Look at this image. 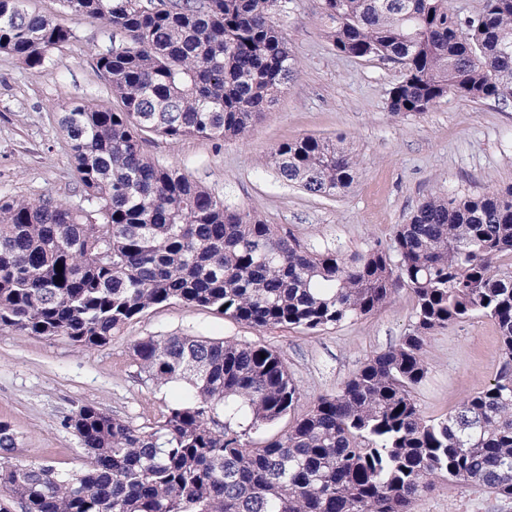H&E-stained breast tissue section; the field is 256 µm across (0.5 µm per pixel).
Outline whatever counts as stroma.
<instances>
[{"label":"stroma","instance_id":"obj_1","mask_svg":"<svg viewBox=\"0 0 512 512\" xmlns=\"http://www.w3.org/2000/svg\"><path fill=\"white\" fill-rule=\"evenodd\" d=\"M28 8L76 34L35 74L0 52V199L80 194L66 137L65 107L115 103L95 68L98 52L120 36L93 18L76 17L59 0H28ZM322 0H288L274 21L288 40L296 70L270 109L246 135L222 140L153 136L145 153L220 196L225 206L260 216L304 246L349 256L367 243L391 244L401 224L433 194L471 195L512 185V100L472 101L454 95L430 110L394 113L388 92L401 67L379 58L336 52L322 17ZM305 136L352 148L357 177L346 192L315 196L284 182L270 163L282 142ZM407 287L370 315L317 332L256 328L207 309L179 303L148 310L101 347L83 349L0 327V420L19 436L18 457L77 471L87 454L67 417L92 403L136 425L158 419L174 385L148 380L132 355L148 336L186 334L237 340L276 350L300 391L296 414L335 393L376 352L398 344L413 323ZM428 374L414 396L425 416L453 412L466 395L500 371L503 359L494 322L473 318L437 330L427 341ZM412 512H512V498L462 481H440Z\"/></svg>","mask_w":512,"mask_h":512}]
</instances>
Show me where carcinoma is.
Wrapping results in <instances>:
<instances>
[{
	"mask_svg": "<svg viewBox=\"0 0 512 512\" xmlns=\"http://www.w3.org/2000/svg\"><path fill=\"white\" fill-rule=\"evenodd\" d=\"M60 2L122 35L96 55L121 108L84 102L61 115L78 201H0V327L92 349L149 308L179 302L258 328L318 331L379 310L398 284L414 295V322L285 433L259 442L250 434L299 400L277 351L141 339L133 353L147 377L184 384L174 403L146 426L80 407L65 425L86 467L1 461L0 498L22 512H410L442 478L512 498V187L432 195L390 246L350 258L309 250L143 152L150 134L251 130L295 71L273 21L279 0ZM322 15L342 55L402 66L392 112H426L450 94L512 99V0H485L464 20L449 0H323ZM74 38L26 0H0V51L32 72ZM272 162L315 195L334 196L357 174L351 151L313 136L279 144ZM473 317L495 322L505 370L428 419L413 396L428 374L427 339ZM17 450L0 420V451Z\"/></svg>",
	"mask_w": 512,
	"mask_h": 512,
	"instance_id": "carcinoma-1",
	"label": "carcinoma"
}]
</instances>
